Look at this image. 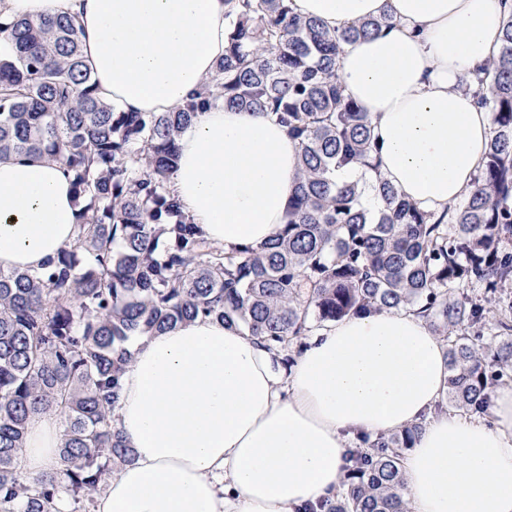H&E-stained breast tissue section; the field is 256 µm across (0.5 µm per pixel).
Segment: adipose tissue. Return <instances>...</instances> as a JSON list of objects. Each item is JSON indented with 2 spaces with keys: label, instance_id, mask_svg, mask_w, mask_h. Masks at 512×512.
<instances>
[{
  "label": "adipose tissue",
  "instance_id": "obj_1",
  "mask_svg": "<svg viewBox=\"0 0 512 512\" xmlns=\"http://www.w3.org/2000/svg\"><path fill=\"white\" fill-rule=\"evenodd\" d=\"M336 29L389 16L346 46L337 75L367 112L382 175L440 212L469 192L491 135L489 112L459 91L494 54L512 0H292ZM59 12L79 21L101 99L123 112H172L224 54V0H0V18ZM169 184L206 239L257 247L285 226L300 150L274 120L215 104L178 139ZM60 164L0 159V269L37 267L77 235ZM112 411L131 462L113 469L95 512H304L339 488L348 443L424 429L403 460L410 512H512V385L491 418L436 411L445 346L426 319L383 310L317 330L290 370L239 326L196 318L130 341ZM60 433L32 416L27 479L60 465Z\"/></svg>",
  "mask_w": 512,
  "mask_h": 512
}]
</instances>
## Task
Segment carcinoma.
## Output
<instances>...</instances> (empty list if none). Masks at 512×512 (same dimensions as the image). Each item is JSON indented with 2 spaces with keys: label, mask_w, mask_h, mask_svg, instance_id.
Here are the masks:
<instances>
[{
  "label": "carcinoma",
  "mask_w": 512,
  "mask_h": 512,
  "mask_svg": "<svg viewBox=\"0 0 512 512\" xmlns=\"http://www.w3.org/2000/svg\"><path fill=\"white\" fill-rule=\"evenodd\" d=\"M224 5V57L173 112L102 102L73 16L0 22V158L61 162L78 207L70 247L0 269V512H94L112 467L132 457L110 410L128 340L197 317L242 325L287 368L315 326L414 309L445 342L438 410L487 418L494 389L512 383V12L472 81L492 120L484 162L437 215L378 173L370 118L336 75L345 46L387 19L338 31L289 0ZM215 87L224 105L275 117L300 148L285 228L256 249L213 245L168 185L179 132ZM353 165L376 183L338 181ZM37 412L59 420L62 467L30 482L16 459ZM423 429L357 439L336 499L306 512H409L402 460Z\"/></svg>",
  "instance_id": "1"
}]
</instances>
